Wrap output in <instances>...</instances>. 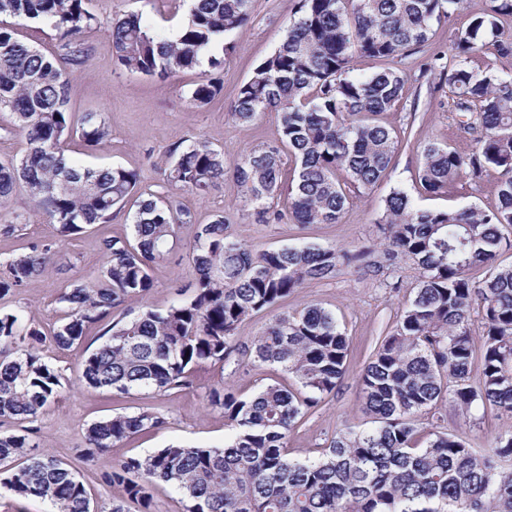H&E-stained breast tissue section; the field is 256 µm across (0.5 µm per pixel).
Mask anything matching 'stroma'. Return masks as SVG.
<instances>
[{
	"instance_id": "stroma-1",
	"label": "stroma",
	"mask_w": 512,
	"mask_h": 512,
	"mask_svg": "<svg viewBox=\"0 0 512 512\" xmlns=\"http://www.w3.org/2000/svg\"><path fill=\"white\" fill-rule=\"evenodd\" d=\"M488 6L489 0H458L450 18L434 25L429 41L406 59L409 94L396 111L386 114L385 120L406 131L409 140L396 151L389 178L373 190L353 195L340 223H258L237 184L229 177L205 194L178 192V200L200 224L223 214L230 224V233L256 251L311 243L348 249L370 246L377 241L376 221L382 201L396 187L407 189L415 206L421 209L448 210L470 205L493 208L497 203L496 172H488L477 182L459 178L449 184L447 191L433 195L423 192L416 181L426 144L441 142L463 148L470 142L469 135L459 128L463 114L448 106L447 74L456 62L455 33ZM90 7L101 23L85 35L91 47L89 61L69 76L70 107L78 114L103 113L112 139L95 149L79 139L70 140L68 152L80 163L135 170L143 191L166 195L170 188L163 180V171L168 153L183 141L205 139L222 149L230 163L252 149L276 142V114H266L255 124L242 127L230 117L228 109L254 67L285 37L294 19L291 0H254L251 20L231 36L234 50L224 63L223 91L203 107L193 104L191 94L196 83L208 74L207 63L162 79L129 73L116 64L112 54L113 18L140 13L154 31L172 38L186 18L187 0H91ZM133 212V206H125L114 210L109 223L63 237L55 225L46 223L39 214L25 188H17L10 204L0 207V224L16 227L14 233H0V258L25 252L34 244L52 245L55 253L54 267L42 277L0 298V311L19 312L41 330L44 339L40 349L65 378L55 404L36 419L1 423L0 430L18 435L32 432L38 452L52 453L70 463L84 482L96 512H111L118 503L123 504L126 512H138L136 504L124 502L120 488L102 479L116 461L143 457L176 443L223 445L229 433L224 416L204 403V395L212 385L226 381L249 396L274 381L286 387L293 384L287 374L275 367L260 372L242 369L232 375L221 365L208 364L197 368L193 387L181 392L138 390L120 396L82 385L79 364L86 345L94 343L99 330L91 328L83 345L68 351L57 350L50 333L64 312L56 298L70 282L95 279L106 262L103 239L129 235ZM373 259L382 265V275L374 277L361 270H344L335 278L311 282L277 306L281 312L309 302L325 307L335 313L350 343L346 373L336 391L326 396L289 434L288 451L292 458H316L337 431L348 426L361 427L367 421L358 395L359 372L378 339L403 313L416 280V271L406 258H398L390 265L378 251ZM387 276L398 277V287H386L383 279ZM152 277L153 288L146 302L163 309L176 299L178 291L194 283L196 271L188 258L178 255L156 265ZM143 409L163 417V425L106 453L83 458L85 432L93 422L116 412L134 414ZM439 411L445 426L462 434L474 448L489 447L496 434L512 429V417L497 415L479 404L466 413L450 403L440 405Z\"/></svg>"
}]
</instances>
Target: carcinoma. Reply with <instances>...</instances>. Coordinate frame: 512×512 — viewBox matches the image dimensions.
<instances>
[{"instance_id": "obj_1", "label": "carcinoma", "mask_w": 512, "mask_h": 512, "mask_svg": "<svg viewBox=\"0 0 512 512\" xmlns=\"http://www.w3.org/2000/svg\"><path fill=\"white\" fill-rule=\"evenodd\" d=\"M297 18L284 40L239 87L230 116L248 126L267 112L279 116V143L254 149L233 168L258 221L285 218L298 224L340 223L352 195L387 178L398 137L380 120L406 97L408 52L428 41L434 23L450 15L455 0H294ZM89 0H0V17L50 25L58 50L47 55L0 26V114L10 116L28 148L0 161V206L22 184L49 224L63 236L112 219L115 207L137 191V172L121 166L83 167L67 154L79 136L87 145L112 135L103 114L69 111V72L82 67L91 48L83 34L100 24ZM252 0H191L178 34L155 33L139 13L112 19V48L122 69L169 78L208 57L212 72L196 84L192 101L211 102L223 90L221 71L234 50L215 42L248 24ZM512 0H490L455 36L458 62L448 72L452 105L475 115L464 150L433 142L422 152L418 180L437 194L448 183L474 182L495 170L497 205L447 211L414 207L395 188L383 199L378 231L388 261L400 256L418 272L415 295L394 330L376 343L359 379V398L371 427L336 433L320 456L288 458V435L341 382L349 342L335 316L318 305L274 315L247 342L239 326L273 308L305 284L347 268H376L368 249L305 244L255 251L226 234L224 215L197 224L173 198L152 193L131 217V236L103 240L106 262L90 282L63 288L66 315L53 331L60 350L83 343L101 326V342L87 351L80 381L94 389L179 392L192 386L205 363L276 365L296 390L266 384L244 396L228 383L212 386L209 407L224 414L232 435L222 448L171 445L144 458L116 462L104 482L121 488L139 512H153L154 485L181 495L183 512H512V430L480 451L431 416L418 418L448 397L467 411L473 404L512 416V264L498 263L512 228V77L478 71L471 57L491 51L512 56ZM357 57L384 67L354 74ZM294 156L293 179L281 178L282 148ZM167 184L205 194L224 180V152L195 139L169 152ZM288 200V212L275 200ZM193 228L189 258L197 271L189 296L157 310L143 303L153 287L150 270L182 248L180 229ZM49 246L9 258L0 272V296L23 288L53 264ZM484 267L486 278L468 273ZM139 304L132 318H112L125 303ZM482 309L484 349L480 387L469 384L470 315ZM41 332L17 313L0 312V418L32 420L63 388L60 370L41 353ZM164 420L143 409L116 414L86 431L88 454L105 452ZM25 435L0 434L1 486L23 498L48 501L53 512H91V499L75 470L49 454L27 452Z\"/></svg>"}]
</instances>
